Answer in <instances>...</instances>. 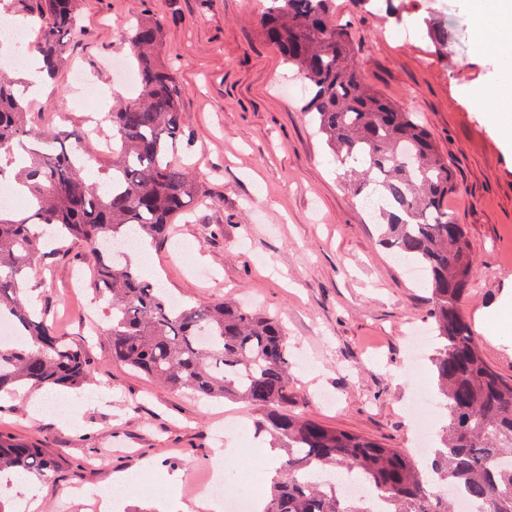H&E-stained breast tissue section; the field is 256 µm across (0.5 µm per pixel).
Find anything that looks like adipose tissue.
Returning a JSON list of instances; mask_svg holds the SVG:
<instances>
[{
  "instance_id": "ef3b65f1",
  "label": "adipose tissue",
  "mask_w": 512,
  "mask_h": 512,
  "mask_svg": "<svg viewBox=\"0 0 512 512\" xmlns=\"http://www.w3.org/2000/svg\"><path fill=\"white\" fill-rule=\"evenodd\" d=\"M473 48L496 61L492 80L469 96L487 122L512 146V0H464Z\"/></svg>"
}]
</instances>
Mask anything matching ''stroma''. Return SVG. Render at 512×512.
<instances>
[{
    "instance_id": "1",
    "label": "stroma",
    "mask_w": 512,
    "mask_h": 512,
    "mask_svg": "<svg viewBox=\"0 0 512 512\" xmlns=\"http://www.w3.org/2000/svg\"><path fill=\"white\" fill-rule=\"evenodd\" d=\"M250 0H85L83 36L69 64L32 97L29 118L81 126L93 100L77 101L74 68L97 72L113 98H129L123 80L100 68L104 58L128 63L127 32L145 14L165 29L162 54L178 70L186 137L181 153L210 193V205L177 220L169 242L154 246L143 274L169 293L207 304L235 299L282 322L292 362L293 412L369 438L412 449L407 413L413 388L433 383L432 343L422 347L420 374L407 365L406 337L429 329L427 292L379 243L378 220L362 209L302 107L301 78L283 64ZM336 17L352 37L353 64L392 102L418 113L455 171L448 207L473 246L476 286L463 299L484 360L512 379V150L502 145L467 88L489 80L493 64L475 55L461 0H420L407 17L410 38L392 32L355 0H336ZM444 29L448 42L429 40ZM60 252L29 286L55 314L59 330L94 361L89 381L70 398L68 418L31 407L27 389L0 396V433L36 442L62 460L40 482L41 512H85L75 490L108 484L127 471L151 487L124 495L126 512H183L209 469L224 468L234 485L241 454L217 429L254 426L258 410L230 400L206 402L169 390L112 360L102 336L76 312L95 300L99 326L108 298L72 292V271L86 246Z\"/></svg>"
}]
</instances>
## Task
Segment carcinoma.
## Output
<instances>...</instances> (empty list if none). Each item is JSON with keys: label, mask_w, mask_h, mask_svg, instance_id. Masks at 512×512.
<instances>
[{"label": "carcinoma", "mask_w": 512, "mask_h": 512, "mask_svg": "<svg viewBox=\"0 0 512 512\" xmlns=\"http://www.w3.org/2000/svg\"><path fill=\"white\" fill-rule=\"evenodd\" d=\"M82 0H0V12L36 20L27 55L49 76L65 64L80 36ZM260 28L283 62L308 82L305 106L355 192L372 189L382 244L421 267L431 295L432 362L437 394L448 410L442 447L427 465L414 452L304 419L291 411L292 378L279 322L232 301L170 307L165 289L144 280L117 248L168 239L176 219L207 195L178 154L185 137L177 70L161 58L163 24L139 20L128 34L137 96L107 113L105 153L85 129L34 126L30 105L0 68V185L34 200L12 218L0 204V317L21 336L0 348V394L21 387L80 388L90 377L83 348L61 335L47 307L21 297L20 282L37 274L45 234L86 243L98 290L112 294L104 337L112 359L173 391L232 399L261 411L256 430L285 449L263 512H371L336 475L385 497L384 512H456L460 490L482 512H512V380L483 359L460 302L475 279L465 228L443 202L456 190L452 167L414 112L375 92L350 64L352 38L336 23L335 0H263ZM61 459L46 448L0 435V472L46 478Z\"/></svg>", "instance_id": "1"}]
</instances>
